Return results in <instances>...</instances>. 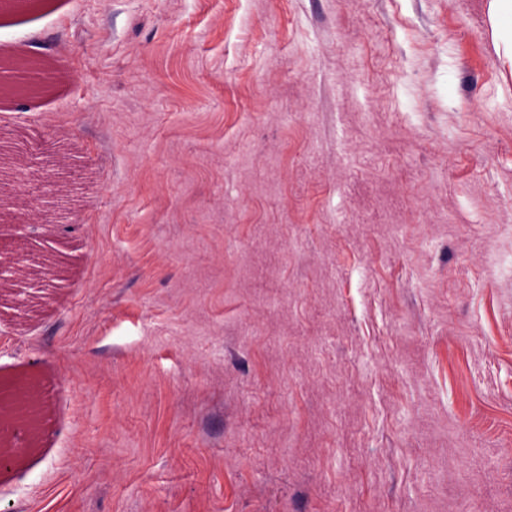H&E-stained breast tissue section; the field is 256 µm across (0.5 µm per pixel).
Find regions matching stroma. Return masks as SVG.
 <instances>
[{
  "label": "stroma",
  "mask_w": 512,
  "mask_h": 512,
  "mask_svg": "<svg viewBox=\"0 0 512 512\" xmlns=\"http://www.w3.org/2000/svg\"><path fill=\"white\" fill-rule=\"evenodd\" d=\"M0 512H512V44L491 0H36L0 55Z\"/></svg>",
  "instance_id": "obj_1"
}]
</instances>
